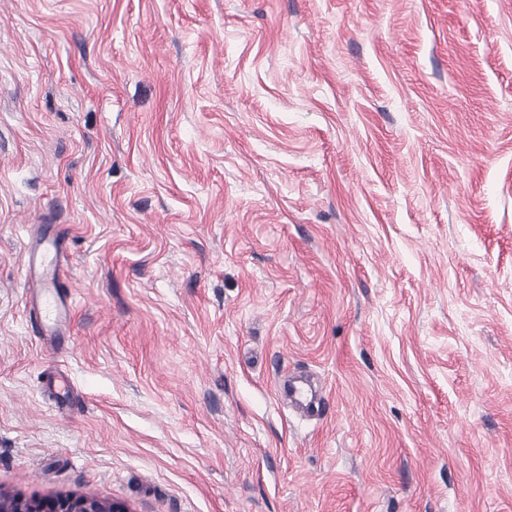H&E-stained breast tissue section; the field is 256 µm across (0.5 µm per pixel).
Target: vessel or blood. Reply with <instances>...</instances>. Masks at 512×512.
<instances>
[{"label":"vessel or blood","mask_w":512,"mask_h":512,"mask_svg":"<svg viewBox=\"0 0 512 512\" xmlns=\"http://www.w3.org/2000/svg\"><path fill=\"white\" fill-rule=\"evenodd\" d=\"M60 245L59 235H46L26 255V287L33 315L31 326L48 340L67 329L73 309L72 298L57 289Z\"/></svg>","instance_id":"1"}]
</instances>
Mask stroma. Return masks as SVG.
<instances>
[{
	"instance_id": "1",
	"label": "stroma",
	"mask_w": 512,
	"mask_h": 512,
	"mask_svg": "<svg viewBox=\"0 0 512 512\" xmlns=\"http://www.w3.org/2000/svg\"><path fill=\"white\" fill-rule=\"evenodd\" d=\"M1 490L512 512V0H0ZM61 238L58 234H45L38 246L31 248L26 255L27 281L31 301V326L37 336L51 340L68 327L73 309V300L62 295L57 287V267Z\"/></svg>"
}]
</instances>
